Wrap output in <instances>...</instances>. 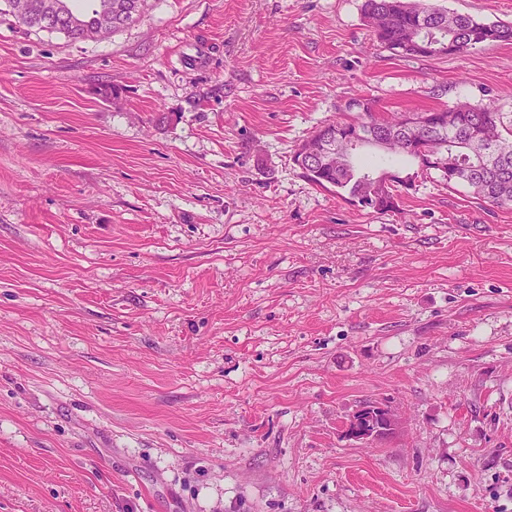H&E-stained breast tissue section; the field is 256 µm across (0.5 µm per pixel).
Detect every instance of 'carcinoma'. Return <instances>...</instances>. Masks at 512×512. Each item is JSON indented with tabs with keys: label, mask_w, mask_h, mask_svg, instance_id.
Returning a JSON list of instances; mask_svg holds the SVG:
<instances>
[{
	"label": "carcinoma",
	"mask_w": 512,
	"mask_h": 512,
	"mask_svg": "<svg viewBox=\"0 0 512 512\" xmlns=\"http://www.w3.org/2000/svg\"><path fill=\"white\" fill-rule=\"evenodd\" d=\"M5 13L18 23L37 31H50L44 17L61 0H29L27 15H14L13 0H3ZM90 8L73 13V30L79 39L99 36L91 21L100 11H112V31H119L140 17L146 0H89ZM363 16L380 45L405 56L432 57L440 55L437 45L446 43L465 54L482 45L512 43V24L481 22L469 15L450 13L431 0H364ZM358 113L339 118L316 129V132L378 134L397 142L413 140L403 132L410 113L385 118L374 111L369 102L354 104ZM440 115L441 124L423 133L424 146L441 155L446 168L464 177L462 184L471 188L475 198L491 207H512V130L503 131L496 101L475 103L428 111ZM302 171L310 181L321 187H334L338 194H347L363 207L381 212H397L402 196L413 190L418 173H406L405 180L373 176L367 165L341 160L334 166L313 167L302 161Z\"/></svg>",
	"instance_id": "carcinoma-1"
}]
</instances>
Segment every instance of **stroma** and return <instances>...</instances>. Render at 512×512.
Wrapping results in <instances>:
<instances>
[{
  "label": "stroma",
  "instance_id": "35a3bbf8",
  "mask_svg": "<svg viewBox=\"0 0 512 512\" xmlns=\"http://www.w3.org/2000/svg\"><path fill=\"white\" fill-rule=\"evenodd\" d=\"M362 3L0 14V512H512V207L433 172L379 213L294 162L365 100L512 127V44L396 55ZM367 402L400 421L362 444ZM31 2V8L26 16L16 15L13 12V0H3L6 4L7 9H0L1 14H9L16 19V21L29 29H35L36 31H46L48 33H61L50 30V26L44 24V17L48 12L53 11V6L57 5L61 1L72 2V0H28ZM3 11V12H2ZM63 34V33H61ZM90 8L86 12L76 13L71 7L74 17L73 30L79 35V38L73 40H83L99 36L95 24L91 21L94 14L100 11L112 9V16L106 17L102 23L101 35H106L112 29V33L119 31L135 23L140 17L141 10L146 0H89ZM95 7V8H94Z\"/></svg>",
  "mask_w": 512,
  "mask_h": 512
}]
</instances>
